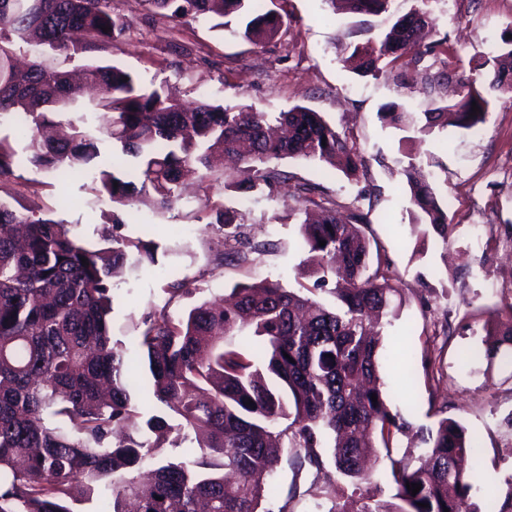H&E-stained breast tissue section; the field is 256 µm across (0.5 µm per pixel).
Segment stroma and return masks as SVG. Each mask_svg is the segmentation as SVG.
I'll use <instances>...</instances> for the list:
<instances>
[{
  "label": "stroma",
  "mask_w": 512,
  "mask_h": 512,
  "mask_svg": "<svg viewBox=\"0 0 512 512\" xmlns=\"http://www.w3.org/2000/svg\"><path fill=\"white\" fill-rule=\"evenodd\" d=\"M259 3L284 17L279 36L262 45L234 36L210 18L174 29L146 16L137 0H114L130 29L113 44L111 59L143 81L168 82L189 103L244 104L272 116L308 107L354 143L367 173L353 180L315 161L285 158L278 166L296 180L320 185L337 209L358 199L370 204L367 235L389 256L404 290L398 317L383 328L379 351L390 404L417 429L433 427L442 415L462 422L478 448L476 502L503 500L512 477V430L504 424L512 413V367L477 358L486 331L483 318L470 313L512 302V92L489 91L486 120L475 129H437L400 145V131L382 120L381 112L391 102L408 103L416 112L427 108L430 99L421 85L430 60L404 70L398 81L386 73L357 75L343 64L350 46L388 26L389 14H354L333 8L329 0ZM428 10L435 20L433 39H447L453 49L445 68L450 80L440 96L453 98L470 77L487 88L492 70L484 61L498 54L503 36L512 31V0H428ZM411 163L448 203V241L433 235L420 241L412 233L403 174ZM241 177L238 166L229 163L222 181L191 185L189 203L161 214L135 204L134 217L118 235L151 240L163 249L179 242L186 251L163 252L138 278L114 279L115 338L132 344L135 326L147 313L165 307L178 316L223 298L238 283L271 279L297 287L296 267L306 256L296 217L302 201L287 185L271 195L227 190L228 182ZM11 188L14 209L64 221L87 243H98L111 229V206L97 202L84 177L62 181L25 165L16 169ZM220 206L237 210L244 236L271 242L272 250L242 267L215 268L226 249L223 231L213 224ZM174 280L186 281L189 294L169 299L165 288ZM424 296L430 301L426 309L420 305ZM445 321L454 329L448 338L437 334ZM320 478L314 467L297 473L281 464L267 479L266 507L330 512L332 501L302 494ZM293 484L300 494L291 499L287 492Z\"/></svg>",
  "instance_id": "obj_1"
}]
</instances>
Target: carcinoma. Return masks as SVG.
Masks as SVG:
<instances>
[{"label": "carcinoma", "instance_id": "obj_1", "mask_svg": "<svg viewBox=\"0 0 512 512\" xmlns=\"http://www.w3.org/2000/svg\"><path fill=\"white\" fill-rule=\"evenodd\" d=\"M112 2L0 0V120L20 121L24 136L20 148L0 136V182L22 165L61 178L80 172L99 200L126 207L143 197L163 213L183 199L186 178L215 177L212 160L224 154L246 164L244 179L230 184L237 191L271 192L293 179L268 166L272 159H313L348 177L366 173L347 137L304 106L279 113L273 138L265 112L186 105L114 64L93 61L82 83H72L55 56L111 49L129 29ZM137 2L178 23L215 15L226 27L245 15L240 36L255 45L274 39L284 23L253 8V0ZM391 2L346 0L351 12L367 15L389 11ZM416 2L381 40L355 44L348 67L377 75L448 56L447 39L429 40L427 0ZM20 44L38 49L23 70L14 64ZM488 65L490 87L512 91V38L479 68ZM432 104L415 114L391 103L381 116L409 141L436 127L472 130L484 123L489 101L472 80L455 102ZM405 176L413 232L448 241L436 190L411 166ZM294 189L321 208V218L304 219L300 231L323 260L298 267L297 275L314 279L313 291L330 294L336 306L278 281L238 283L221 306L204 302L180 317L165 308L148 314L136 325L132 351L112 335V279L138 277L144 263H155L157 246L112 234L90 249L62 221L0 200V512H75L93 498L97 512H270L261 510L267 491L259 476L284 458L296 472L307 464L321 471L328 460L356 490L372 483L368 464L410 428L391 409L377 357L378 327L398 316L401 290L388 256L371 252L368 214L355 205L343 212L321 206L319 189L307 183ZM215 223L225 240L241 242L236 211L216 210ZM267 249V242L232 247L220 260L246 264ZM483 313L494 324L484 358L512 363V303ZM235 330L256 337L259 353L225 346ZM133 352L148 365L140 383L127 376ZM174 431L192 446L157 463L146 480L134 474ZM420 442L416 465L391 460L390 507L366 496L337 502L332 512H482L471 496L478 472L462 467L475 449L467 428L446 417L421 431ZM408 482L421 485L416 495Z\"/></svg>", "mask_w": 512, "mask_h": 512}]
</instances>
